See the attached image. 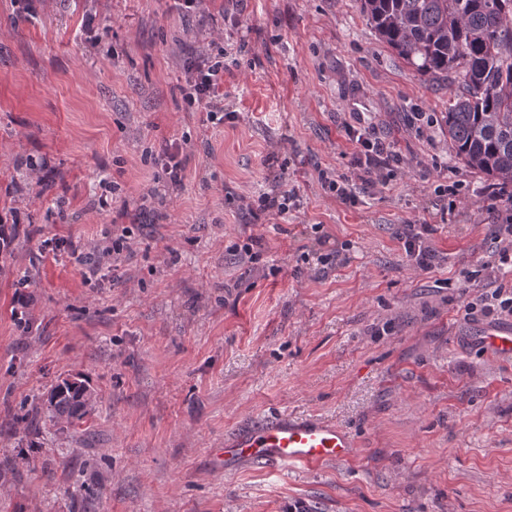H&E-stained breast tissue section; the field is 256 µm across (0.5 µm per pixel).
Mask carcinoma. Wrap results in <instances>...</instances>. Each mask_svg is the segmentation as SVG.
<instances>
[{
  "instance_id": "carcinoma-1",
  "label": "carcinoma",
  "mask_w": 512,
  "mask_h": 512,
  "mask_svg": "<svg viewBox=\"0 0 512 512\" xmlns=\"http://www.w3.org/2000/svg\"><path fill=\"white\" fill-rule=\"evenodd\" d=\"M379 39L431 79L453 72L461 92L444 125L455 157L512 190V0H358ZM84 386L63 381L50 395L55 415L87 414Z\"/></svg>"
}]
</instances>
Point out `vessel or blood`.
<instances>
[{"instance_id":"1","label":"vessel or blood","mask_w":512,"mask_h":512,"mask_svg":"<svg viewBox=\"0 0 512 512\" xmlns=\"http://www.w3.org/2000/svg\"><path fill=\"white\" fill-rule=\"evenodd\" d=\"M477 342L497 355L512 358V325L486 330ZM354 442L336 425L315 417L278 414L271 421L225 439L216 449L218 462H262L277 467L315 469L352 458Z\"/></svg>"}]
</instances>
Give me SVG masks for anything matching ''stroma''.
<instances>
[{
  "label": "stroma",
  "instance_id": "stroma-1",
  "mask_svg": "<svg viewBox=\"0 0 512 512\" xmlns=\"http://www.w3.org/2000/svg\"><path fill=\"white\" fill-rule=\"evenodd\" d=\"M217 54L229 116L208 125L186 64ZM458 90L357 0H0V216L21 218L0 257V512H512V359L464 311L496 242L492 186L444 129ZM350 126L399 154L392 180H361ZM279 181L288 214H249ZM116 224L124 249L89 278L43 247L99 254ZM407 224L429 225L430 269ZM251 237L254 265L230 251ZM66 379L92 398L75 423L48 403ZM284 411L344 429L354 457L213 461ZM406 231L401 235L405 253L413 263L422 270L431 267L432 251L425 246L424 234L428 231L429 226L426 224H407Z\"/></svg>",
  "mask_w": 512,
  "mask_h": 512
}]
</instances>
